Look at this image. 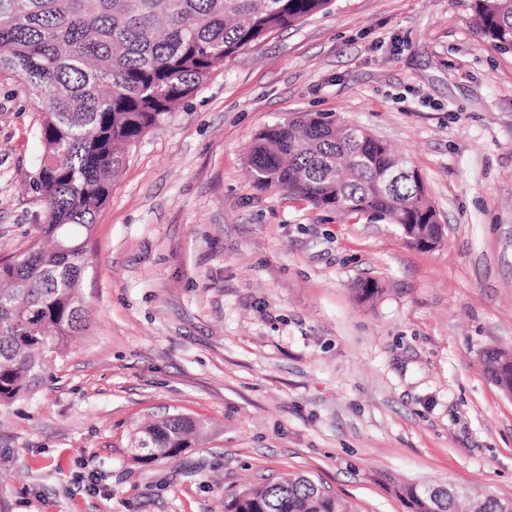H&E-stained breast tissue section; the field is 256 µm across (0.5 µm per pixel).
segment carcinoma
Returning <instances> with one entry per match:
<instances>
[{"label": "carcinoma", "instance_id": "obj_1", "mask_svg": "<svg viewBox=\"0 0 512 512\" xmlns=\"http://www.w3.org/2000/svg\"><path fill=\"white\" fill-rule=\"evenodd\" d=\"M331 0H0V77L22 81L40 112L44 145L33 184L45 206L41 239L0 261V404L35 391L52 357L87 329L84 242L129 148L192 98L210 74ZM475 24L512 49V0H475ZM248 172L343 218L434 224L437 212L413 164L362 131L322 114L294 113L258 133ZM490 378L512 386V365L490 356ZM204 426L172 416L135 436L137 460L171 461ZM408 512H512L494 496L397 490ZM225 512H354L311 478L291 474L229 496Z\"/></svg>", "mask_w": 512, "mask_h": 512}]
</instances>
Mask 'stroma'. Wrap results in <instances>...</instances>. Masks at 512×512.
I'll return each instance as SVG.
<instances>
[{"mask_svg": "<svg viewBox=\"0 0 512 512\" xmlns=\"http://www.w3.org/2000/svg\"><path fill=\"white\" fill-rule=\"evenodd\" d=\"M294 112L408 157L441 242L257 188L249 146ZM38 118L0 79V261L41 237ZM84 240L87 330L0 405V512H224L290 473L356 512H407L399 485L512 499V397L482 363L512 351V50L473 0H334L224 63L130 149ZM177 414L203 441L137 461L140 426Z\"/></svg>", "mask_w": 512, "mask_h": 512, "instance_id": "35a3bbf8", "label": "stroma"}]
</instances>
